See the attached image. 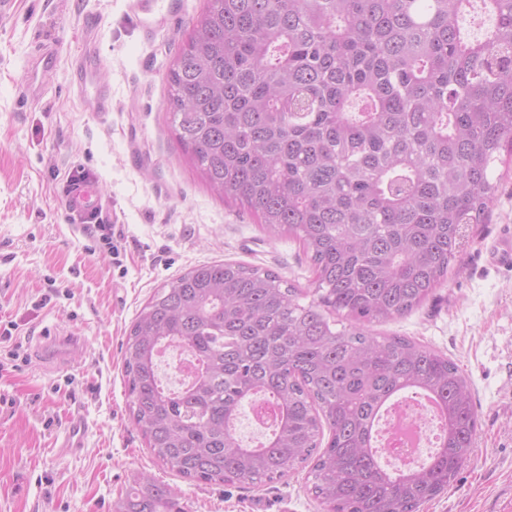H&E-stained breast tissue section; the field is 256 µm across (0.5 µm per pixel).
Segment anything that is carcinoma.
I'll use <instances>...</instances> for the list:
<instances>
[{"label":"carcinoma","mask_w":512,"mask_h":512,"mask_svg":"<svg viewBox=\"0 0 512 512\" xmlns=\"http://www.w3.org/2000/svg\"><path fill=\"white\" fill-rule=\"evenodd\" d=\"M476 11L490 25L471 37L461 23ZM168 82L190 161L269 235L302 243L316 298L302 304L299 288L243 263L168 281L124 342L135 426L191 481L255 485L306 468L324 512H418L468 459L469 379L369 325L448 281L462 225L483 223L494 203V165L512 155V0H208ZM169 340L196 360L185 390L159 382ZM405 392L435 400L443 442L430 463L392 473L371 429ZM258 393L279 420L244 444L235 421ZM115 512L188 510L142 478Z\"/></svg>","instance_id":"cac0c4a2"}]
</instances>
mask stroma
<instances>
[{"mask_svg": "<svg viewBox=\"0 0 512 512\" xmlns=\"http://www.w3.org/2000/svg\"><path fill=\"white\" fill-rule=\"evenodd\" d=\"M206 0H15L0 15V327L15 323L18 360L0 350V512H114L133 481L172 486L189 512H323L307 472L269 484L189 481L157 461L128 407L121 346L156 288L214 261L273 270L313 297L310 261L269 236L248 210L203 181L168 121L167 73ZM106 62L111 112L70 92L82 29ZM55 44L49 106L25 96L39 42ZM89 175L124 235L114 263L67 218L62 189ZM486 223L468 224L462 260L421 307L373 325L448 355L469 377L478 429L448 490L419 512H512V164ZM76 336L65 362L40 369L45 330ZM81 412V451L63 455L66 419Z\"/></svg>", "mask_w": 512, "mask_h": 512, "instance_id": "stroma-1", "label": "stroma"}]
</instances>
